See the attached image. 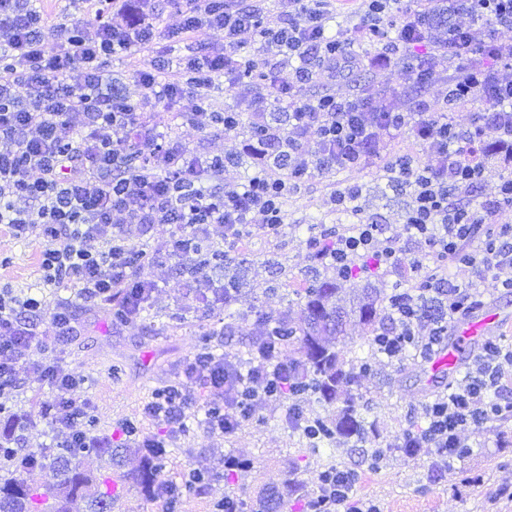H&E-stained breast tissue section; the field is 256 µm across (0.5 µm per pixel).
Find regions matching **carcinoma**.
Segmentation results:
<instances>
[{
  "instance_id": "obj_1",
  "label": "carcinoma",
  "mask_w": 512,
  "mask_h": 512,
  "mask_svg": "<svg viewBox=\"0 0 512 512\" xmlns=\"http://www.w3.org/2000/svg\"><path fill=\"white\" fill-rule=\"evenodd\" d=\"M251 311L257 320L269 326L258 345L273 353L288 344L299 354L297 360L288 364V376L293 382L288 397L312 393L328 402L341 403L336 422L324 424L322 435L311 444L315 446L336 436L362 437L366 422L357 411L356 398L368 365L364 360L344 362L336 346L347 323L353 320L370 329L366 346L370 352L375 350L374 337L382 324L383 312L377 291L365 288L348 300L342 289L315 282L304 289L297 326L288 323L286 313L272 315L254 305ZM84 452V448H70L60 455H51L42 465L47 473L45 482L32 486L22 478V473L35 467L38 452L7 451L11 466L0 474V512H77L81 503L85 504V512H112V473H85L81 469ZM157 475L155 457L149 454L133 480L149 492L156 489Z\"/></svg>"
}]
</instances>
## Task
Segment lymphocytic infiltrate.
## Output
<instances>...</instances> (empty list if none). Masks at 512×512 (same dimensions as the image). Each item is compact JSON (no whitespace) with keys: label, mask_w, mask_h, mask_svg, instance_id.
<instances>
[{"label":"lymphocytic infiltrate","mask_w":512,"mask_h":512,"mask_svg":"<svg viewBox=\"0 0 512 512\" xmlns=\"http://www.w3.org/2000/svg\"><path fill=\"white\" fill-rule=\"evenodd\" d=\"M188 38L199 28L223 29L224 49L144 71L147 100L175 108L177 118L207 137L242 130L256 174L245 185L224 184L230 156L164 135L140 104L112 92L103 68L117 55L149 50L160 37L152 0H90L86 18L49 25L30 0H0V225L20 241L36 240L39 282L34 288L0 284V447L23 448L38 425L61 433L64 448H108L106 436H90L84 418L88 398L76 396L86 379L60 374L54 361L31 358L32 346L70 336L77 302L118 300L127 321L144 311L153 285L139 269L156 259L147 241L132 242L128 228L148 233L172 225L168 258L187 266L198 288L212 287L214 258H227L257 235L286 226L285 204L312 173L378 167L387 182L408 186L405 226L417 246L409 253L382 225L361 221L322 227L306 246L315 270L339 281L372 271L405 281L402 299H389V324L375 341L388 358L409 348L434 349L450 322L484 307L480 280L495 273L512 288V43L495 36L512 29V0H453L466 25L448 24L444 40L433 36L436 0H415L378 54L358 57L350 37L376 36L390 0H356L354 33H329L333 0H289L287 16L271 13L266 0H171ZM260 37L259 61L268 87L287 104L276 123L256 92L248 115L214 110L208 90L216 78L239 79L238 51L246 37ZM55 48H48V40ZM390 67L409 81L442 77L447 95L407 111L355 93L339 99L298 96V86L340 81L361 69ZM470 107V128L451 112ZM431 155L419 166L413 154L391 152L403 133ZM313 150H306V143ZM496 177L493 196L453 205L450 193L472 191ZM470 267L474 280L454 284L450 267ZM74 285L75 296L46 289ZM431 301L442 316L428 317ZM29 369L49 390L37 412L8 403L17 373ZM288 366L256 353L240 365L216 354L194 353L177 383L156 390L144 411L166 429L184 430L195 388H209L208 429L229 434L264 404L288 391ZM512 414V346L482 345L463 381L425 404L424 427L406 432L401 447L414 457L432 451L431 466L445 469L468 455L466 430ZM362 473L328 466L317 475L302 512H379L358 495Z\"/></svg>","instance_id":"1"}]
</instances>
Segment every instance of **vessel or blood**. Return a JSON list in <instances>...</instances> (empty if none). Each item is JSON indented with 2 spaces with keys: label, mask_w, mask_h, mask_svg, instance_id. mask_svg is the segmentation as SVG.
Masks as SVG:
<instances>
[{
  "label": "vessel or blood",
  "mask_w": 512,
  "mask_h": 512,
  "mask_svg": "<svg viewBox=\"0 0 512 512\" xmlns=\"http://www.w3.org/2000/svg\"><path fill=\"white\" fill-rule=\"evenodd\" d=\"M508 318L499 305H491L468 320L457 323L451 330L447 345L439 347L428 362L430 379L453 376L462 358L479 343L500 332Z\"/></svg>",
  "instance_id": "b4317fda"
}]
</instances>
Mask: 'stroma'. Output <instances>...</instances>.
I'll list each match as a JSON object with an SVG mask.
<instances>
[{
    "label": "stroma",
    "mask_w": 512,
    "mask_h": 512,
    "mask_svg": "<svg viewBox=\"0 0 512 512\" xmlns=\"http://www.w3.org/2000/svg\"><path fill=\"white\" fill-rule=\"evenodd\" d=\"M154 6L162 31L155 48L118 55L104 68L108 86L135 102L145 94L140 72L224 45L223 30L210 27L200 28L186 40L172 38L170 32L178 27L179 15L169 0H155ZM447 90L441 78L419 86L394 70L381 69L365 70L353 80L326 87L309 84L302 93L312 98L330 92L341 98L358 92L372 99L387 97L397 108L407 109L420 99L437 101ZM151 121L158 131L186 143L204 139L210 150L236 156V163L224 171L225 181L242 184L253 176L255 168L243 152L240 133L205 138L197 126L174 119L162 103L152 107ZM352 182L363 186V217L383 225L387 234L405 238V215L411 202L408 188L388 185L371 169L329 177L318 174L300 193L289 196L288 226L283 233L254 237L231 252L227 271L213 272L218 285L228 271L244 277L243 298L237 305L227 308L220 302L203 305L196 301L192 274L163 255L171 225L157 224L145 236L159 257L140 271L141 277L154 285L143 316L124 323L117 317L116 306H76V331L57 344L58 368L65 374L88 377L83 393L94 403L96 432L112 439L111 461L94 454L83 459L85 470L96 475L111 471L122 486L112 512H166L163 501L130 480V473L140 469L144 457L125 439L120 423L133 422L144 441L160 435L159 424L145 414L144 406L155 389L177 379L180 362L197 349L201 337H210L215 353L248 363V348L257 336L250 306L298 318L301 301L297 291L316 276L305 242L313 225L354 223L352 214L334 210L329 202L331 187ZM39 250V243H22L0 230V260L9 261L7 268L0 270V279L20 287L35 284ZM371 364L358 404L360 412L373 421V428L359 440L336 437L316 452L297 429L286 424L288 401L267 403L235 432L222 435L206 427L202 407L208 394L196 390L187 412V427L171 439L161 476L179 485L188 470L198 469L208 476L209 483L201 491L182 494L176 512H213L215 502L229 488L251 507L275 490L281 495L278 512H301V494L312 492L318 472L330 465L362 471L358 493L375 500L381 512H512V501L495 496L497 488L512 486V420L465 431L471 446L468 456L448 470L431 474L429 450L412 458L400 447L404 433L422 425L423 406L437 393L422 379L424 360L409 355L394 360L380 356L372 358ZM377 448L386 451L388 460L382 470L373 472L368 463ZM232 458L249 460L250 469L228 473L225 464ZM290 477L300 486V493L288 488Z\"/></svg>",
    "instance_id": "35a3bbf8"
}]
</instances>
